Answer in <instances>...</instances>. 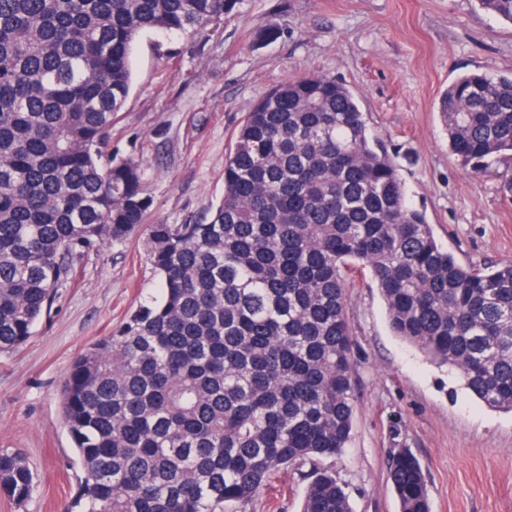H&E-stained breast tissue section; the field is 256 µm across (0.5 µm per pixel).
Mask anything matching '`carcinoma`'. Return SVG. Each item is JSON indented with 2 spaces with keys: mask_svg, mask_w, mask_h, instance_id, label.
Segmentation results:
<instances>
[{
  "mask_svg": "<svg viewBox=\"0 0 512 512\" xmlns=\"http://www.w3.org/2000/svg\"><path fill=\"white\" fill-rule=\"evenodd\" d=\"M512 24V0H477ZM235 0H0V352L47 315L74 264L147 231L158 278L60 390L80 468L67 512H247L275 471L312 467L300 512H353L323 465L352 431L343 269L362 263L393 333L512 411V261L464 265L407 200L355 94L320 75L269 91L196 224H149L139 165L112 124L148 31L194 36ZM448 150L512 197V71L469 72L440 100ZM399 512H431L417 458L392 455ZM34 490L0 449V493Z\"/></svg>",
  "mask_w": 512,
  "mask_h": 512,
  "instance_id": "carcinoma-1",
  "label": "carcinoma"
}]
</instances>
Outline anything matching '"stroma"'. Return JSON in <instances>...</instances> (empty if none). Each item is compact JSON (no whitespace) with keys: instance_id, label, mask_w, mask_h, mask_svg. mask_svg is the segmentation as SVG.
<instances>
[{"instance_id":"35a3bbf8","label":"stroma","mask_w":512,"mask_h":512,"mask_svg":"<svg viewBox=\"0 0 512 512\" xmlns=\"http://www.w3.org/2000/svg\"><path fill=\"white\" fill-rule=\"evenodd\" d=\"M484 70L512 71V26L476 0H237L197 36L142 34L112 150L138 161L149 223L203 220L224 196V156L254 103L322 75L356 93L437 241L468 264L508 261L503 167L462 169L438 110L453 80ZM146 238L140 231L85 257L34 335L0 352V449L22 450L35 476L26 502L0 495V512H64L71 502L80 470L59 387L72 358L157 289ZM346 289L358 399L350 440L330 466L354 512H398L387 472L401 450L418 458L432 512H512V412L486 407L456 370L394 336L368 268L352 264ZM307 474L275 472L249 512H300Z\"/></svg>"}]
</instances>
